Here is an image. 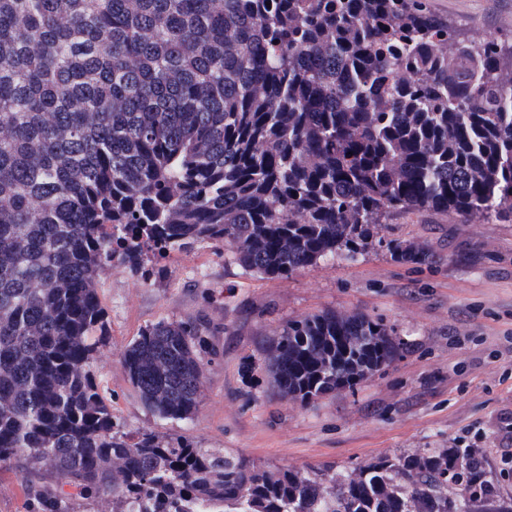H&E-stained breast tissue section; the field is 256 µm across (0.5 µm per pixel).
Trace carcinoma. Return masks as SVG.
Instances as JSON below:
<instances>
[{
	"instance_id": "carcinoma-1",
	"label": "carcinoma",
	"mask_w": 512,
	"mask_h": 512,
	"mask_svg": "<svg viewBox=\"0 0 512 512\" xmlns=\"http://www.w3.org/2000/svg\"><path fill=\"white\" fill-rule=\"evenodd\" d=\"M424 212L512 217V31L428 0H0V468L24 512H75L65 486L91 512H512L470 448L271 470L127 432L92 368L109 268L209 244L289 276ZM217 333L161 321L125 348L145 408L196 412ZM271 345L272 388L309 404L404 343L321 311Z\"/></svg>"
}]
</instances>
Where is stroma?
<instances>
[{
  "mask_svg": "<svg viewBox=\"0 0 512 512\" xmlns=\"http://www.w3.org/2000/svg\"><path fill=\"white\" fill-rule=\"evenodd\" d=\"M430 3L468 35L512 31V0ZM391 239L438 258L400 262ZM100 294L112 334L94 370L125 429L185 435L264 466L347 471L385 454L458 444L478 449L512 494V461L499 444L501 419L512 416V220L396 215L357 262L327 259L274 279L201 245L141 275L112 268ZM324 310L383 320L405 346L356 388L304 406L272 392L264 358L284 325ZM202 313L223 326L215 341L224 354L207 364L191 419H158L132 389L121 354L155 323Z\"/></svg>",
  "mask_w": 512,
  "mask_h": 512,
  "instance_id": "stroma-1",
  "label": "stroma"
}]
</instances>
